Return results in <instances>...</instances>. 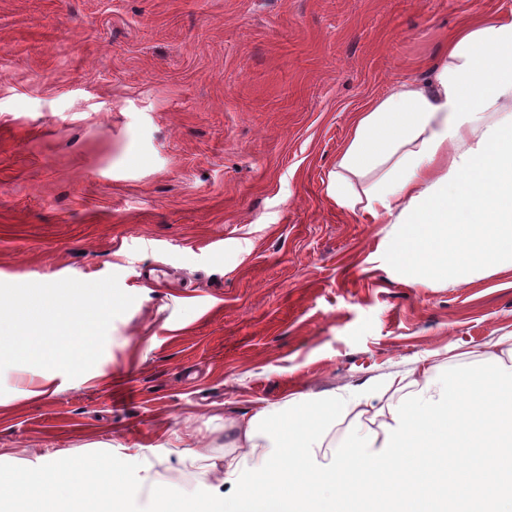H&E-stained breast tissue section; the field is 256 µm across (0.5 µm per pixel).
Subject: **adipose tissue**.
<instances>
[{"mask_svg": "<svg viewBox=\"0 0 512 512\" xmlns=\"http://www.w3.org/2000/svg\"><path fill=\"white\" fill-rule=\"evenodd\" d=\"M367 179L356 191L354 179ZM338 206L369 222L397 224L398 264L424 283L467 281L512 269V20L462 29L448 60L424 83H402L358 112L329 175ZM385 419L365 417L373 392L300 395L234 422L237 449L218 467L221 489H172L153 471L154 449H137L135 476L112 459L92 462L95 480L75 485L62 466H0V501L20 512H125L149 492L153 512H343L359 488L380 512H411L418 495L453 488L455 509L431 498L429 512H512V333L474 370L437 376L422 368L403 382ZM350 422L345 446L328 454L333 429Z\"/></svg>", "mask_w": 512, "mask_h": 512, "instance_id": "adipose-tissue-1", "label": "adipose tissue"}]
</instances>
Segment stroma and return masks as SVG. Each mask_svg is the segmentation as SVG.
Segmentation results:
<instances>
[{"mask_svg": "<svg viewBox=\"0 0 512 512\" xmlns=\"http://www.w3.org/2000/svg\"><path fill=\"white\" fill-rule=\"evenodd\" d=\"M485 15L512 0H0V282L114 273L135 298L50 393L0 372V464L149 447L163 485L210 484L260 408L372 389L379 422L387 378L476 368L512 270L418 284L398 225L326 183L355 113Z\"/></svg>", "mask_w": 512, "mask_h": 512, "instance_id": "stroma-1", "label": "stroma"}]
</instances>
